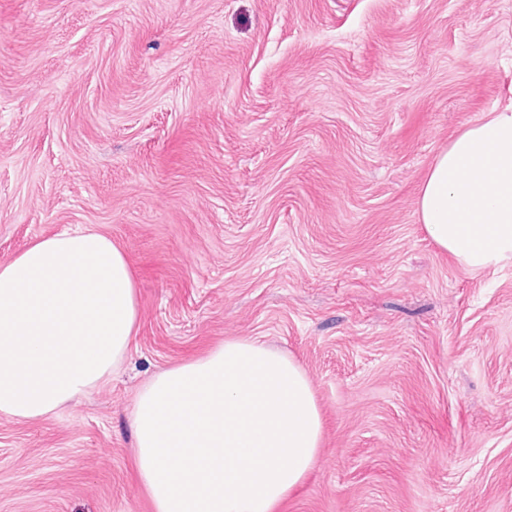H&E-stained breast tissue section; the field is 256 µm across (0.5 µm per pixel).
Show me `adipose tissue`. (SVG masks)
<instances>
[{"label":"adipose tissue","mask_w":512,"mask_h":512,"mask_svg":"<svg viewBox=\"0 0 512 512\" xmlns=\"http://www.w3.org/2000/svg\"><path fill=\"white\" fill-rule=\"evenodd\" d=\"M417 212L466 268L512 261V100L440 150ZM137 325L135 280L110 238L32 242L0 265V413L37 420L99 388ZM131 424L155 512H273L312 469L322 430L302 367L251 339L151 377Z\"/></svg>","instance_id":"1"}]
</instances>
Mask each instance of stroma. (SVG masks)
<instances>
[{
  "instance_id": "stroma-1",
  "label": "stroma",
  "mask_w": 512,
  "mask_h": 512,
  "mask_svg": "<svg viewBox=\"0 0 512 512\" xmlns=\"http://www.w3.org/2000/svg\"><path fill=\"white\" fill-rule=\"evenodd\" d=\"M511 92L512 0H0V264L91 227L139 309L106 385L0 414V512H154L134 397L240 338L322 415L276 512H512V261L416 205Z\"/></svg>"
}]
</instances>
